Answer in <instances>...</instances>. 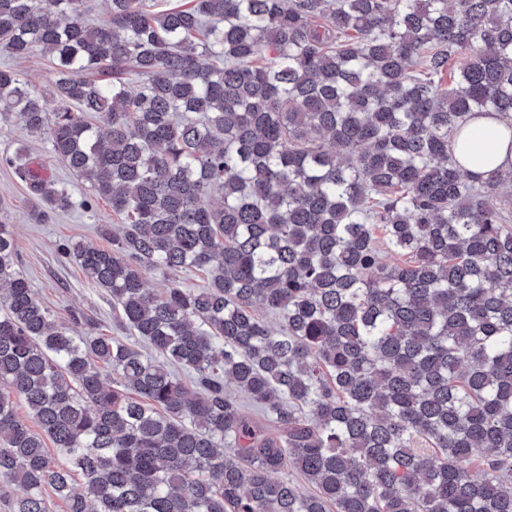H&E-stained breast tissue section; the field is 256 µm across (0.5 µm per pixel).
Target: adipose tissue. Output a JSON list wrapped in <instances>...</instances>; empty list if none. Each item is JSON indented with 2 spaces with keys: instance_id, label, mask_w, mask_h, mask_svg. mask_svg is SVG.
I'll use <instances>...</instances> for the list:
<instances>
[{
  "instance_id": "adipose-tissue-1",
  "label": "adipose tissue",
  "mask_w": 512,
  "mask_h": 512,
  "mask_svg": "<svg viewBox=\"0 0 512 512\" xmlns=\"http://www.w3.org/2000/svg\"><path fill=\"white\" fill-rule=\"evenodd\" d=\"M455 156L466 171L483 177L512 170V124L494 113L470 119Z\"/></svg>"
}]
</instances>
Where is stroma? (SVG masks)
Segmentation results:
<instances>
[{
	"mask_svg": "<svg viewBox=\"0 0 512 512\" xmlns=\"http://www.w3.org/2000/svg\"><path fill=\"white\" fill-rule=\"evenodd\" d=\"M20 141L28 142L49 174L68 184L74 198H81V184L50 156L44 140L28 137L17 120L0 124V151ZM40 206V201L29 196L13 172L0 165V214H5L13 226L18 266L37 298L53 310L60 323L75 325L80 335L105 334L127 340V332L116 325L109 297L91 287L82 271L57 252L58 244L67 241L101 248L111 246V238L101 232L102 226L116 222L111 206L101 202L91 212L80 207L55 211L48 214L45 223L37 224L31 220L30 213Z\"/></svg>",
	"mask_w": 512,
	"mask_h": 512,
	"instance_id": "1",
	"label": "stroma"
}]
</instances>
